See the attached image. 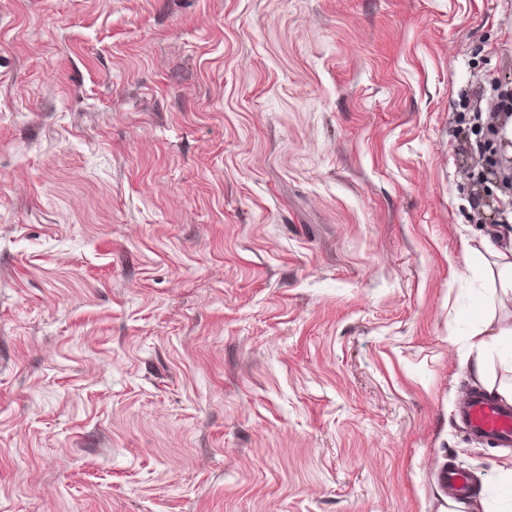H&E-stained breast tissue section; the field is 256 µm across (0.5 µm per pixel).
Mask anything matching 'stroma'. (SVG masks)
I'll return each instance as SVG.
<instances>
[{"label":"stroma","mask_w":512,"mask_h":512,"mask_svg":"<svg viewBox=\"0 0 512 512\" xmlns=\"http://www.w3.org/2000/svg\"><path fill=\"white\" fill-rule=\"evenodd\" d=\"M500 81L512 0H0V512H512ZM495 92L496 93L490 97L488 102L492 111H494L486 124L488 149L478 154L473 165H467L465 168L467 179L471 181V183H480L484 188L487 206L491 211L490 224L499 223L502 214L507 210H512L511 182L508 188L503 184V178L510 180L509 177L512 176V174L508 173L503 177L500 169V164L502 163L501 153L504 151L505 144L511 147V142L498 143L495 134L498 128V114L495 112H512V88L509 89L508 86H498L495 88ZM490 145L491 147L489 148ZM477 167L479 168L478 173L475 174V168ZM487 182L496 184L501 194L507 197V199L486 191L485 184ZM487 249L492 256L498 259L495 262L497 266V284L499 288H493L492 296L489 298V302H493L494 296L500 292L503 295H507L512 292V251L502 252L496 249L492 245H488ZM467 430L501 445L512 444V408L484 396L471 393L460 410ZM441 479L452 497L456 499H466L469 497L470 483L460 470L448 468L442 472Z\"/></svg>","instance_id":"stroma-1"}]
</instances>
